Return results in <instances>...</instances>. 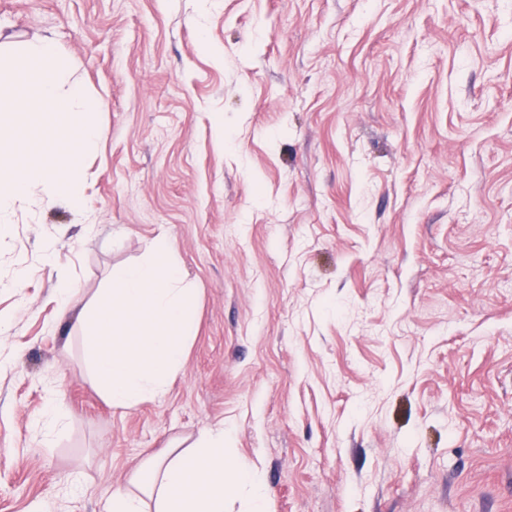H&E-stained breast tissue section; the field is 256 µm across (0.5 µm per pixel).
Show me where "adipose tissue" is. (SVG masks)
I'll return each mask as SVG.
<instances>
[{"mask_svg": "<svg viewBox=\"0 0 512 512\" xmlns=\"http://www.w3.org/2000/svg\"><path fill=\"white\" fill-rule=\"evenodd\" d=\"M227 430L200 433L192 445L148 456L127 488H116L107 512H224L228 494L245 512H266V489L248 464L232 458Z\"/></svg>", "mask_w": 512, "mask_h": 512, "instance_id": "adipose-tissue-1", "label": "adipose tissue"}]
</instances>
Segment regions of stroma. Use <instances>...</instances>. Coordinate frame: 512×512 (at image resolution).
Returning <instances> with one entry per match:
<instances>
[{"label": "stroma", "instance_id": "35a3bbf8", "mask_svg": "<svg viewBox=\"0 0 512 512\" xmlns=\"http://www.w3.org/2000/svg\"><path fill=\"white\" fill-rule=\"evenodd\" d=\"M42 37L105 107L89 209L0 237V512H105L219 426L269 512H512V0H0ZM161 236L194 335L117 410L73 329Z\"/></svg>", "mask_w": 512, "mask_h": 512}]
</instances>
